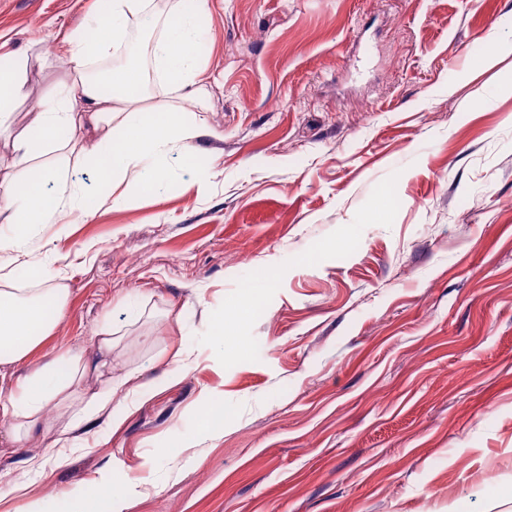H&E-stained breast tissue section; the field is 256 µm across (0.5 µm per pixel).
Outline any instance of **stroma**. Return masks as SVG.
I'll list each match as a JSON object with an SVG mask.
<instances>
[{
	"label": "stroma",
	"mask_w": 512,
	"mask_h": 512,
	"mask_svg": "<svg viewBox=\"0 0 512 512\" xmlns=\"http://www.w3.org/2000/svg\"><path fill=\"white\" fill-rule=\"evenodd\" d=\"M100 3L0 0L17 116ZM202 7L207 98L163 79L143 104L204 121L192 160L115 208L92 163L47 157L104 204L21 239L70 297L14 373L109 326L120 385L75 447L52 403L49 434L0 449L11 512H72L94 482L130 486L126 512H512V0Z\"/></svg>",
	"instance_id": "1"
}]
</instances>
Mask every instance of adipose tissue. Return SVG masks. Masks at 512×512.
Masks as SVG:
<instances>
[{
	"label": "adipose tissue",
	"instance_id": "adipose-tissue-1",
	"mask_svg": "<svg viewBox=\"0 0 512 512\" xmlns=\"http://www.w3.org/2000/svg\"><path fill=\"white\" fill-rule=\"evenodd\" d=\"M148 5L149 0H112L107 17L89 21L90 27L103 28L100 38H67L72 81L47 97L18 132L12 129L13 106L22 92L25 61L18 57L12 68L0 69V140L15 159L13 173L0 181V222L23 231L56 223L62 213L81 217L94 209L68 169L48 166L44 155L58 151L90 156L101 181L117 186L154 179L168 155H190L197 139L207 136L203 121L184 111H144L142 104L152 93L143 69H113L106 91L87 76L91 60L108 55L130 19ZM167 11L174 20L157 40L153 70L166 75L186 96L204 98L207 87L195 49L203 13L184 12L181 0H169ZM36 274L42 287L16 288L9 276H0V369L27 360L64 316L67 288L57 283L56 273L47 265H38ZM112 347L107 334L97 358L86 360L78 352L66 359L53 358L31 375L16 379L14 389L0 396V420L10 425L14 435L27 437L44 432V409L50 402L78 407L83 415L105 410L112 400ZM91 377L100 387L88 398L84 385Z\"/></svg>",
	"mask_w": 512,
	"mask_h": 512
}]
</instances>
